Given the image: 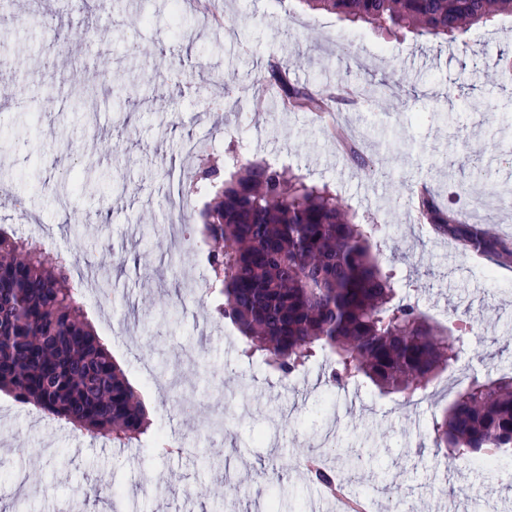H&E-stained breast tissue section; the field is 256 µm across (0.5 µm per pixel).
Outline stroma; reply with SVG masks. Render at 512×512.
Listing matches in <instances>:
<instances>
[{
  "instance_id": "35a3bbf8",
  "label": "stroma",
  "mask_w": 512,
  "mask_h": 512,
  "mask_svg": "<svg viewBox=\"0 0 512 512\" xmlns=\"http://www.w3.org/2000/svg\"><path fill=\"white\" fill-rule=\"evenodd\" d=\"M230 27L171 0H0V185L24 199L27 221L0 204V224L18 236L49 241L77 258L78 270L109 278L111 293L89 288L85 316L145 403L151 420L138 442L108 440L48 418L0 391V512H339L334 498L307 483L300 463L321 435L351 455L377 449L356 471L357 491L374 512L400 500L455 512H507L512 461L475 467L437 454L433 425L457 390L442 373L420 399L380 393L355 382L357 410L327 383L324 354L282 379L242 353L241 337L224 338L217 298L195 320L192 284L201 276L189 252L172 250L163 230L174 174L195 176L200 157L184 143L215 140L223 162L229 145L248 141L247 158L277 164L327 185L345 207L378 225L380 261L408 297L441 324L477 320L462 355L485 380L512 375V267L471 266L453 242L417 222L415 186L428 183L466 210L482 189L472 166L496 186L488 212L494 232L512 229V74L500 55L512 52V15H494L458 38L426 39L313 11L301 0H221ZM77 32L69 43L53 27ZM277 60L291 82L327 89L384 81L395 97L345 102L337 117L352 129L375 168L349 162L316 117L284 112L275 94L254 109L253 93ZM173 364L193 390L189 412L173 417V394L140 359ZM233 392L250 413L229 431H209ZM176 435L187 450L160 455L155 436ZM253 484L258 496L237 499L226 474ZM107 480L112 500L89 487ZM471 490L456 500V487ZM494 496H487V489Z\"/></svg>"
}]
</instances>
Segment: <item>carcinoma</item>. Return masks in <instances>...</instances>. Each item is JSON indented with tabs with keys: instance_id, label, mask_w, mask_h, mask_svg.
Here are the masks:
<instances>
[{
	"instance_id": "1",
	"label": "carcinoma",
	"mask_w": 512,
	"mask_h": 512,
	"mask_svg": "<svg viewBox=\"0 0 512 512\" xmlns=\"http://www.w3.org/2000/svg\"><path fill=\"white\" fill-rule=\"evenodd\" d=\"M311 10L382 29L411 27L421 37H455L512 0H302ZM268 82L293 111L328 112L332 98L294 85L277 64ZM239 168L196 173L213 198L201 211L210 246L211 287L224 296L219 318L233 323L246 351L288 376L318 351L333 359L332 386L350 380L381 390L424 391L458 361L467 330L432 322L415 304L394 300V274L374 252L378 227L355 222L330 190L249 158ZM435 233L465 255L512 264V245L467 223L431 193L418 201ZM68 255L0 227V390L75 428L125 444L150 427L125 373L80 313ZM446 457L483 458L512 447V377H474L435 423ZM340 472L313 461L309 482L333 491Z\"/></svg>"
}]
</instances>
